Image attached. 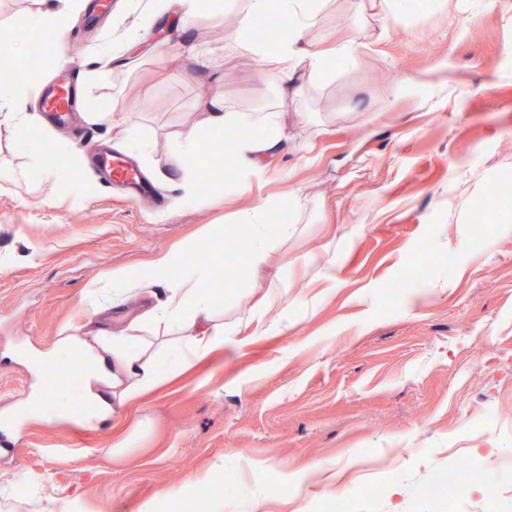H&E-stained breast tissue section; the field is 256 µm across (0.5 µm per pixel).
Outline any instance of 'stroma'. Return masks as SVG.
Wrapping results in <instances>:
<instances>
[{
  "mask_svg": "<svg viewBox=\"0 0 512 512\" xmlns=\"http://www.w3.org/2000/svg\"><path fill=\"white\" fill-rule=\"evenodd\" d=\"M80 4L61 43L33 34L26 63L0 64L20 86L34 66L44 85L64 69L78 79L66 125L29 98L38 144L20 148L22 130L0 123V505L188 512L208 488L201 512H326L337 486L349 512H512V0H327L304 42L358 49L323 74L300 69L285 94L236 46L255 35L238 27L244 0L189 24L163 9L145 28L130 0ZM118 32L137 51L90 79ZM217 96L278 112L288 138L256 174L225 157L224 186L190 196L174 148ZM96 141L135 161L158 209L99 179ZM295 192L302 209L280 210ZM258 208L269 231L292 229L251 273L229 244ZM484 210L496 230L478 244ZM174 250L183 266L235 258L225 322L251 320L275 279L284 308L106 422H81L70 394L74 422L30 417L50 367L37 352L65 328L122 331L144 305L111 289L90 312L92 284ZM470 457L494 498L424 495L436 469Z\"/></svg>",
  "mask_w": 512,
  "mask_h": 512,
  "instance_id": "35a3bbf8",
  "label": "stroma"
}]
</instances>
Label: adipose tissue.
I'll return each mask as SVG.
<instances>
[{"instance_id":"1","label":"adipose tissue","mask_w":512,"mask_h":512,"mask_svg":"<svg viewBox=\"0 0 512 512\" xmlns=\"http://www.w3.org/2000/svg\"><path fill=\"white\" fill-rule=\"evenodd\" d=\"M274 4L291 17L296 35L272 48L251 41L241 43L240 48L260 59L278 76L283 87L291 86L299 68L321 72L326 69L330 55H354L356 46L350 41L336 45L330 53L315 52L301 44L299 34L318 21L324 7L322 0H247L239 20L240 28H247ZM230 125L245 130L231 149L236 168L243 174L260 170L262 159L287 137L277 113L229 112L221 98H213L205 128L187 129L176 152V160L188 178L197 174L201 134H220ZM202 281L209 283V290L199 289ZM223 294L224 265L219 261L170 281L164 303L148 314L149 319L164 323L171 332L169 339L157 348L147 337L117 334L105 328L89 336L71 333L60 336L48 352L50 358L59 360L76 354L87 361L84 376L87 421L97 422L119 413L154 388L163 379L165 360L174 359L181 366L222 349L225 336L231 333L229 326L217 319L218 301ZM104 386L111 387V399L102 397L100 389Z\"/></svg>"}]
</instances>
